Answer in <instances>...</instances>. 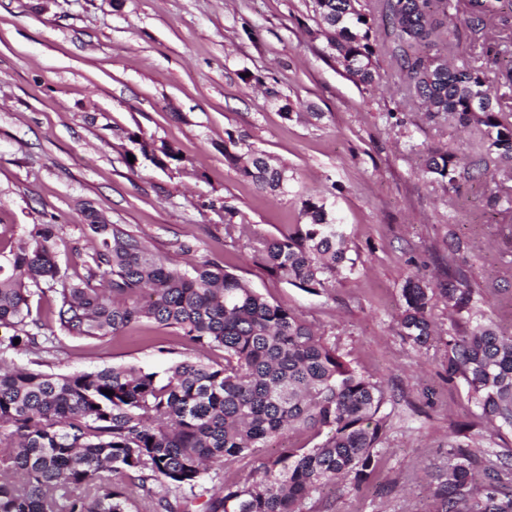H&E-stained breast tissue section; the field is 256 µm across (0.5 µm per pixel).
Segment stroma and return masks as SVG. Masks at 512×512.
Here are the masks:
<instances>
[{
    "mask_svg": "<svg viewBox=\"0 0 512 512\" xmlns=\"http://www.w3.org/2000/svg\"><path fill=\"white\" fill-rule=\"evenodd\" d=\"M512 54V14L465 32L451 64L480 63L484 45ZM367 87L331 57L311 0H0V250L33 224H60L62 274L85 276L89 213L144 236L180 268L212 260L270 302L337 339L362 374L379 379L390 414L378 465L360 486L331 485L313 512H421L449 442L511 454L512 430L494 429L463 377H449V333L466 313L436 303L439 335L420 348L398 333L401 288L438 289L466 272L472 304L512 335V180L462 182L455 195L419 167L436 148L470 155L472 126L429 116L390 58ZM142 140L181 159L161 168ZM287 165L273 196L224 160L228 134ZM336 212L354 274L311 294L271 276L261 240L302 223L300 198ZM228 224L245 225L227 237ZM194 250L179 254L180 242ZM194 350L152 323L102 340L58 337L51 352L19 351L20 367L53 373L136 366L164 373Z\"/></svg>",
    "mask_w": 512,
    "mask_h": 512,
    "instance_id": "obj_1",
    "label": "stroma"
}]
</instances>
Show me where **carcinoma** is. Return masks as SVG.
I'll list each match as a JSON object with an SVG mask.
<instances>
[{
	"label": "carcinoma",
	"instance_id": "cac0c4a2",
	"mask_svg": "<svg viewBox=\"0 0 512 512\" xmlns=\"http://www.w3.org/2000/svg\"><path fill=\"white\" fill-rule=\"evenodd\" d=\"M312 9L350 77L373 85L381 49L424 111L471 124L481 135L486 151L476 160L429 151L424 179L453 193L459 179L485 174L491 162L512 179V123L486 80L500 50L483 48L478 67L448 66L450 34L485 28L503 0L463 7L460 0H381L380 41L360 0H312ZM224 160L261 190L288 192V168L271 166L245 136L227 134ZM301 213L306 223L263 240L258 255L271 275L318 294L352 273L356 260L323 198L301 197ZM88 229L95 247L77 282L54 260L60 224H34L30 245L0 254V357L42 350L57 331L99 340L155 323L222 352V361L183 359L162 376L132 366L90 373L0 367V512H131L137 489L153 512H187L216 481L222 492L207 497L201 512H307L308 500L327 485L368 479L386 432L387 395L344 359L338 342L216 262L179 269L141 236L94 213ZM43 285L55 297L56 330L48 334L27 321L32 289ZM472 292L457 270L440 298L461 310ZM401 296L400 334L422 347L433 336L435 292L409 278ZM458 375L491 422L512 429V336L479 310L470 312L465 335L448 338V378ZM309 426L327 430L320 443L281 449L260 462L259 477L248 484L224 482L225 461ZM429 491V512H512V462L450 443L447 471Z\"/></svg>",
	"mask_w": 512,
	"mask_h": 512
}]
</instances>
